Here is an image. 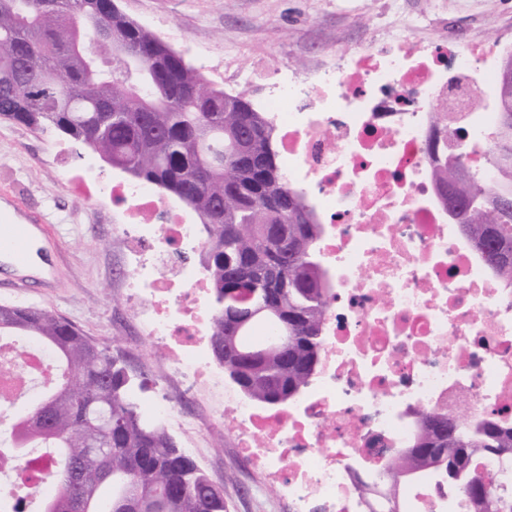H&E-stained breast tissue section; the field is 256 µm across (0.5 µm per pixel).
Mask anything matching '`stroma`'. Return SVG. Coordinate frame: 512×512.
<instances>
[{
    "label": "stroma",
    "instance_id": "35a3bbf8",
    "mask_svg": "<svg viewBox=\"0 0 512 512\" xmlns=\"http://www.w3.org/2000/svg\"><path fill=\"white\" fill-rule=\"evenodd\" d=\"M127 17L164 37L177 27L170 46L206 84L237 91L235 82H215L225 61L251 69L247 86L264 110L273 74L313 77L319 64L358 50L390 25L411 26L419 40L439 35L480 42L512 35V0H115ZM94 163L105 181L120 170L60 132L0 122V211L14 222L49 230L51 280L30 279L11 287L0 269V304L50 309L95 341L121 355L141 412L168 393L165 354L142 339L119 287L130 274L126 255L115 248L118 218L109 194L85 197L69 189L84 163ZM187 418L200 420L204 459L198 468L224 491V512H289L284 500L244 464L237 449L221 443L218 425L208 423L213 402L172 393Z\"/></svg>",
    "mask_w": 512,
    "mask_h": 512
}]
</instances>
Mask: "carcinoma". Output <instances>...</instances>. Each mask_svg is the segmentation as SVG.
<instances>
[{
	"label": "carcinoma",
	"instance_id": "obj_1",
	"mask_svg": "<svg viewBox=\"0 0 512 512\" xmlns=\"http://www.w3.org/2000/svg\"><path fill=\"white\" fill-rule=\"evenodd\" d=\"M123 28L140 65L113 55L105 30ZM249 91L207 88L184 58L129 20L115 0H0V121L53 128L104 162L153 184L204 224L202 264L213 292L212 349L255 403L295 392L321 356L325 289L314 263L322 227L278 161L276 128ZM495 175L434 158L431 174L463 232L512 284V58L501 77L498 129L487 147ZM288 329V353L255 332ZM0 336L50 350L61 373L10 425L14 462L43 446L55 490L38 512H224V492L130 399L119 356L45 308L0 305ZM412 445L385 469L391 491L433 471L475 512H512L478 460L512 449V427L487 417L470 427L436 410L417 413Z\"/></svg>",
	"mask_w": 512,
	"mask_h": 512
}]
</instances>
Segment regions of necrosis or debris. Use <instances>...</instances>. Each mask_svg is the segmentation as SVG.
I'll return each mask as SVG.
<instances>
[{
	"label": "necrosis or debris",
	"mask_w": 512,
	"mask_h": 512,
	"mask_svg": "<svg viewBox=\"0 0 512 512\" xmlns=\"http://www.w3.org/2000/svg\"><path fill=\"white\" fill-rule=\"evenodd\" d=\"M508 56L512 40L420 44L397 26L308 87L278 85L269 117L282 170L311 198L332 282L319 367L284 411L225 391L209 359L210 283L186 261L206 245L196 224L148 186L110 187L122 208L115 242L134 260L123 295L165 349L170 383L223 389L217 421L293 512H368L359 484L382 486L419 410L512 424V286L459 231L430 172L431 155L453 142L474 176L492 177L498 114L486 89ZM35 361L54 369L45 349L0 340V395L21 397ZM53 487L40 457L0 512H24ZM402 498V512H474L434 476Z\"/></svg>",
	"instance_id": "necrosis-or-debris-1"
}]
</instances>
